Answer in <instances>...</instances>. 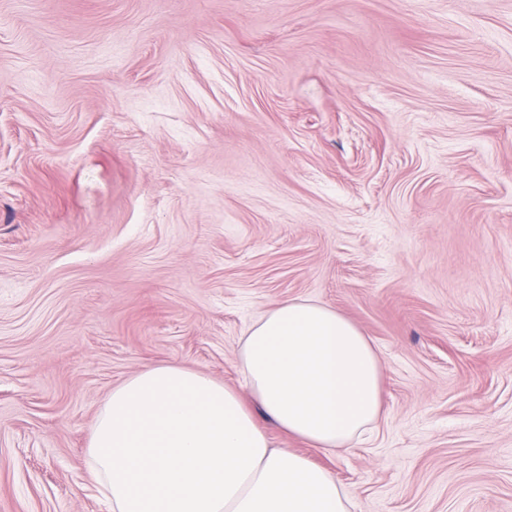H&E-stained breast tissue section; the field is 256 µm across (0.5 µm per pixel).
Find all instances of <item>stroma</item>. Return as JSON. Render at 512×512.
<instances>
[{"mask_svg":"<svg viewBox=\"0 0 512 512\" xmlns=\"http://www.w3.org/2000/svg\"><path fill=\"white\" fill-rule=\"evenodd\" d=\"M376 347L355 512H512V0H0V512H110L112 388L239 387L262 312Z\"/></svg>","mask_w":512,"mask_h":512,"instance_id":"35a3bbf8","label":"stroma"}]
</instances>
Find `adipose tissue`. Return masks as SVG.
I'll return each instance as SVG.
<instances>
[{"label":"adipose tissue","mask_w":512,"mask_h":512,"mask_svg":"<svg viewBox=\"0 0 512 512\" xmlns=\"http://www.w3.org/2000/svg\"><path fill=\"white\" fill-rule=\"evenodd\" d=\"M239 392L175 362L113 388L87 458L112 512H353L332 472L276 447L266 424L314 448H346L378 419L382 367L334 309L288 300L240 340Z\"/></svg>","instance_id":"adipose-tissue-1"}]
</instances>
